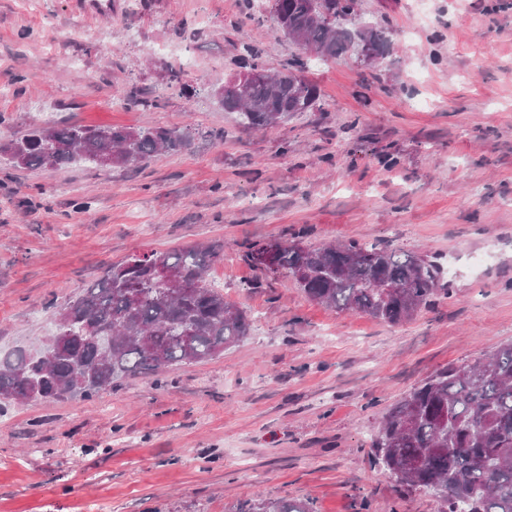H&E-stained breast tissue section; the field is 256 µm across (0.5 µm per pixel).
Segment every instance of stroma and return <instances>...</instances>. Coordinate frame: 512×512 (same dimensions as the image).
Here are the masks:
<instances>
[{
    "label": "stroma",
    "mask_w": 512,
    "mask_h": 512,
    "mask_svg": "<svg viewBox=\"0 0 512 512\" xmlns=\"http://www.w3.org/2000/svg\"><path fill=\"white\" fill-rule=\"evenodd\" d=\"M358 0L388 52L309 60L316 109L259 131L211 91L242 44L277 72L303 49L267 0H0V139L33 125L186 129L131 166L0 160V353L47 336L108 264L223 246L208 272L249 335L214 359L86 400L0 409V512H437L371 459L423 379L512 342V0ZM357 239L443 270L447 295L388 324L264 276L246 245ZM236 512H313L307 499L259 498L236 507Z\"/></svg>",
    "instance_id": "stroma-1"
}]
</instances>
